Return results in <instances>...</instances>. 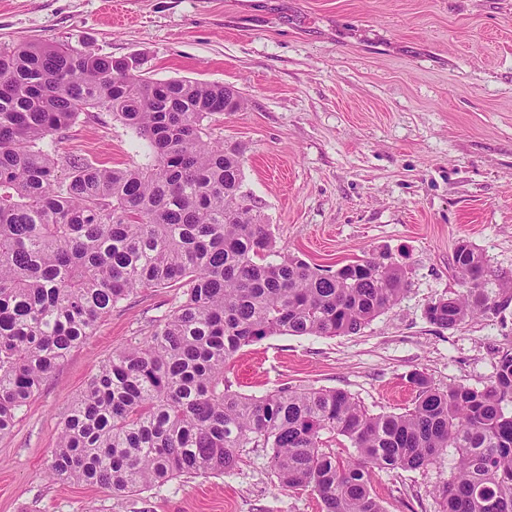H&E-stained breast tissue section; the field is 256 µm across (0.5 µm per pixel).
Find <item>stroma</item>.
Wrapping results in <instances>:
<instances>
[{"instance_id": "obj_1", "label": "stroma", "mask_w": 512, "mask_h": 512, "mask_svg": "<svg viewBox=\"0 0 512 512\" xmlns=\"http://www.w3.org/2000/svg\"><path fill=\"white\" fill-rule=\"evenodd\" d=\"M21 42L137 56L150 79L233 88L246 109L209 133L242 145L243 190L279 246L323 267L387 253L404 268L402 299L359 333L244 347L224 372L233 390L336 389L377 414L412 408L418 371L440 389L493 380L512 349V301L451 330L424 312L461 290L459 241L512 276V0H0V45ZM45 147L107 168L151 161L106 111ZM181 300L176 287L141 289L43 381L0 437V512H322L315 494L281 487L267 448L241 449L230 472L132 493L46 478L88 378ZM453 467L448 453L382 470L373 489L385 512H440Z\"/></svg>"}]
</instances>
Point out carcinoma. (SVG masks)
<instances>
[{"mask_svg": "<svg viewBox=\"0 0 512 512\" xmlns=\"http://www.w3.org/2000/svg\"><path fill=\"white\" fill-rule=\"evenodd\" d=\"M243 105L222 85L153 81L66 44L0 48V435L112 308L176 286L170 318L112 353L73 401L50 477L125 493L230 472L240 449L270 448L281 486L315 493L323 512H384L375 471L421 469L452 448L440 512H512L511 351L481 388L413 373L417 399L399 414H371L342 390L284 385L257 398L224 382L243 347L355 334L407 287L385 253L333 271L277 246L244 204V149L207 139L213 117ZM93 110L133 128L151 164L111 169L44 149ZM453 266L464 291L429 304L431 324L451 330L507 304L485 294L472 244L458 243ZM327 435L355 456L325 451Z\"/></svg>", "mask_w": 512, "mask_h": 512, "instance_id": "1", "label": "carcinoma"}]
</instances>
